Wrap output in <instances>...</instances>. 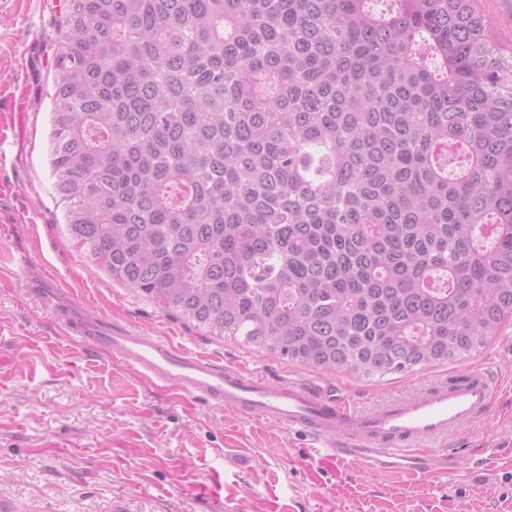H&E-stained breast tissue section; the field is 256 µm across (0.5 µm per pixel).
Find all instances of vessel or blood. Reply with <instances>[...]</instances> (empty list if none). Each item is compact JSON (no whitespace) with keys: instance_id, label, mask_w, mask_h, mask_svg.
<instances>
[{"instance_id":"obj_1","label":"vessel or blood","mask_w":512,"mask_h":512,"mask_svg":"<svg viewBox=\"0 0 512 512\" xmlns=\"http://www.w3.org/2000/svg\"><path fill=\"white\" fill-rule=\"evenodd\" d=\"M62 325L70 337L91 350L111 352L115 363L158 390H172L242 418L302 430L336 461L362 469L402 466L423 478L453 475L465 459L452 449V441L492 411L496 382L485 368L467 369L358 412L348 399L294 381L272 384L259 372L192 353L78 304Z\"/></svg>"}]
</instances>
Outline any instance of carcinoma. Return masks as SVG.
<instances>
[{
  "instance_id": "cac0c4a2",
  "label": "carcinoma",
  "mask_w": 512,
  "mask_h": 512,
  "mask_svg": "<svg viewBox=\"0 0 512 512\" xmlns=\"http://www.w3.org/2000/svg\"><path fill=\"white\" fill-rule=\"evenodd\" d=\"M51 166L126 287L325 372L512 321V57L476 0H66Z\"/></svg>"
}]
</instances>
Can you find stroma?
Segmentation results:
<instances>
[{
    "instance_id": "1",
    "label": "stroma",
    "mask_w": 512,
    "mask_h": 512,
    "mask_svg": "<svg viewBox=\"0 0 512 512\" xmlns=\"http://www.w3.org/2000/svg\"><path fill=\"white\" fill-rule=\"evenodd\" d=\"M65 0L0 9V497L20 512H512V324L443 369L484 365L492 415L454 441L455 479L357 471L309 438L224 413L148 381L64 332L41 291L52 277L84 307L273 382H315L360 409L433 369L364 379L306 368L212 336L88 262L73 244L49 164L54 44Z\"/></svg>"
}]
</instances>
